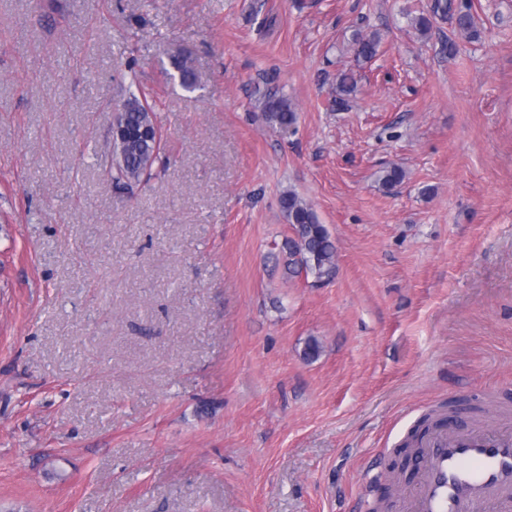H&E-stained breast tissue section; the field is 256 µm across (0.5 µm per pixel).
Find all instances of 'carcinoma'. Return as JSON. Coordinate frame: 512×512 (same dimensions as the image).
I'll use <instances>...</instances> for the list:
<instances>
[{
	"instance_id": "obj_1",
	"label": "carcinoma",
	"mask_w": 512,
	"mask_h": 512,
	"mask_svg": "<svg viewBox=\"0 0 512 512\" xmlns=\"http://www.w3.org/2000/svg\"><path fill=\"white\" fill-rule=\"evenodd\" d=\"M471 0H434L431 15H420L411 19L414 27L426 32L431 27V18L455 17L457 27L471 39L479 37L471 13ZM355 54L362 60L376 56L379 38L376 34L357 33L353 38ZM172 68L177 72L181 87L189 92L199 87L198 76L190 58L180 52L170 56ZM356 92V81L349 73L337 76L334 105L339 111L351 108ZM262 117L266 124L286 129L297 121V113L292 103L283 95L269 94L262 105ZM131 133V138L115 144L116 160L112 161V179L118 185L132 187L150 175L159 158L162 140L153 136L157 123L153 106L147 96L140 91L128 90L122 103V116ZM280 208L290 224L293 237L285 239L282 249L286 254L285 269L290 275L312 274L322 281L331 278L336 272V246L331 240L325 225L321 224L312 207L292 190L280 196Z\"/></svg>"
}]
</instances>
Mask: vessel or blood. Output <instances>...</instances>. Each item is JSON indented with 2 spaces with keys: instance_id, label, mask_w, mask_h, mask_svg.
Wrapping results in <instances>:
<instances>
[{
  "instance_id": "b4317fda",
  "label": "vessel or blood",
  "mask_w": 512,
  "mask_h": 512,
  "mask_svg": "<svg viewBox=\"0 0 512 512\" xmlns=\"http://www.w3.org/2000/svg\"><path fill=\"white\" fill-rule=\"evenodd\" d=\"M421 446L414 512H477L492 498L512 508V433L439 429Z\"/></svg>"
}]
</instances>
